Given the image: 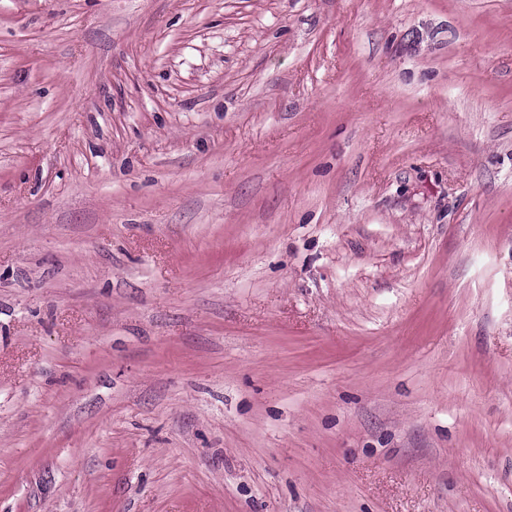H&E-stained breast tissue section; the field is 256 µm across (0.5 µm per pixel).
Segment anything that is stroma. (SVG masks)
<instances>
[{
    "label": "stroma",
    "instance_id": "stroma-1",
    "mask_svg": "<svg viewBox=\"0 0 512 512\" xmlns=\"http://www.w3.org/2000/svg\"><path fill=\"white\" fill-rule=\"evenodd\" d=\"M0 512H512V0H0Z\"/></svg>",
    "mask_w": 512,
    "mask_h": 512
}]
</instances>
